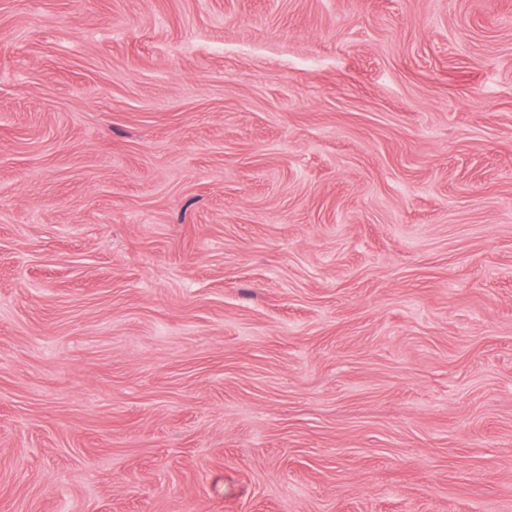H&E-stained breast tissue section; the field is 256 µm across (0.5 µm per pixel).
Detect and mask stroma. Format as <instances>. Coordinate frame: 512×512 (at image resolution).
<instances>
[{
    "mask_svg": "<svg viewBox=\"0 0 512 512\" xmlns=\"http://www.w3.org/2000/svg\"><path fill=\"white\" fill-rule=\"evenodd\" d=\"M0 512H512V0H0Z\"/></svg>",
    "mask_w": 512,
    "mask_h": 512,
    "instance_id": "stroma-1",
    "label": "stroma"
}]
</instances>
